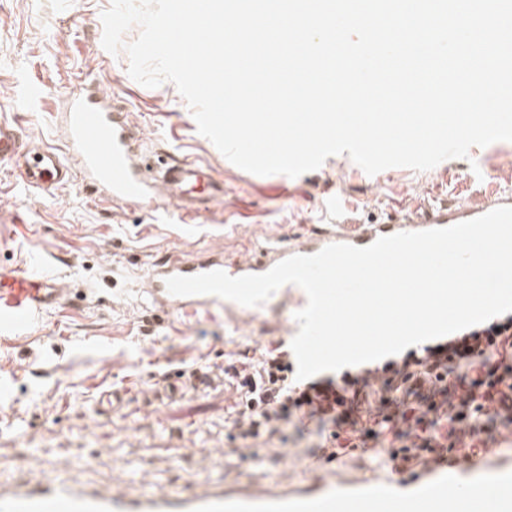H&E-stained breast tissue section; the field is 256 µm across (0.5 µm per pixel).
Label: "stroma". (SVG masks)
I'll list each match as a JSON object with an SVG mask.
<instances>
[{"mask_svg": "<svg viewBox=\"0 0 512 512\" xmlns=\"http://www.w3.org/2000/svg\"><path fill=\"white\" fill-rule=\"evenodd\" d=\"M110 5L0 0V116L17 120L36 144L64 148L63 96L73 76L96 80L142 127L152 160L209 164L224 181V199L185 225L170 208L147 214L100 203L79 181L27 194L0 165V267L37 257L65 291L42 325L0 346V479L38 483L43 459L86 488L119 485L133 495L221 481L302 490L320 474L339 483L391 475L358 457L316 462V435L300 436L293 425L285 445L241 457L224 427L235 398L224 368L295 326L296 306L276 293L230 318L168 314L141 282L163 257L238 258L249 243L289 242L338 215L368 221L423 201L452 208L484 198L512 187V142L471 148L428 171L395 167L370 176L342 154L296 178L253 175L198 133L172 83L140 85L128 74L127 55L103 48L101 14ZM24 93L31 102L20 112L15 101ZM451 473L480 486L512 483V441L492 443Z\"/></svg>", "mask_w": 512, "mask_h": 512, "instance_id": "1", "label": "stroma"}]
</instances>
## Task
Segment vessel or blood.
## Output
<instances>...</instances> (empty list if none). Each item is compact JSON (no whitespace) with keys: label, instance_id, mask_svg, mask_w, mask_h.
<instances>
[{"label":"vessel or blood","instance_id":"obj_1","mask_svg":"<svg viewBox=\"0 0 512 512\" xmlns=\"http://www.w3.org/2000/svg\"><path fill=\"white\" fill-rule=\"evenodd\" d=\"M61 121L69 148L65 158L53 148L26 141L18 123L0 117V163L10 164L25 188L47 192L78 175L102 202L148 209L163 197L184 219L197 216L224 198V183L208 164L177 161L158 170L145 167L141 162L142 132L131 122L126 108L95 81L83 80L65 96ZM501 206H512L511 192L498 191L452 209L428 205L368 224L337 220L288 246H264L254 255L232 262L220 256L168 259L149 269L144 286L155 304L173 313L191 308L221 309L224 299L213 295L170 294L167 279L212 270L234 277L262 274L290 256L312 255L331 244L365 247L383 236L450 227ZM64 298L52 274L32 268L0 269V343L26 335ZM43 471V480L35 484L17 479L0 482V512H339L335 490L320 486L297 493L255 485L178 496H133L121 490L101 492L82 487L61 478L57 467L49 463ZM393 490L390 481L377 482L361 494L358 512H382V504ZM471 493V486L466 484L449 487L447 472L438 469L409 490L412 498L423 503L422 512H467Z\"/></svg>","mask_w":512,"mask_h":512}]
</instances>
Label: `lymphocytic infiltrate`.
<instances>
[{"label": "lymphocytic infiltrate", "mask_w": 512, "mask_h": 512, "mask_svg": "<svg viewBox=\"0 0 512 512\" xmlns=\"http://www.w3.org/2000/svg\"><path fill=\"white\" fill-rule=\"evenodd\" d=\"M237 392L231 438L286 443L290 422L314 425L327 462L383 449L398 473L469 461L482 434L512 433V316L407 351L359 377L302 382L281 343L224 369Z\"/></svg>", "instance_id": "f902f5d3"}]
</instances>
